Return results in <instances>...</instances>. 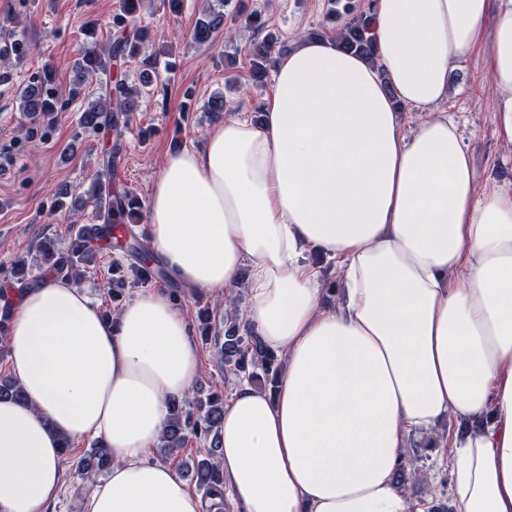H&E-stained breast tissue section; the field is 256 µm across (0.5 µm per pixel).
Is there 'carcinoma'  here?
Wrapping results in <instances>:
<instances>
[{
	"label": "carcinoma",
	"mask_w": 512,
	"mask_h": 512,
	"mask_svg": "<svg viewBox=\"0 0 512 512\" xmlns=\"http://www.w3.org/2000/svg\"><path fill=\"white\" fill-rule=\"evenodd\" d=\"M143 0H122L121 12L114 16L113 26L121 31V35L111 44L99 47L95 44L86 45L80 51L81 58L77 64L81 67V76L96 77L109 75L114 62L120 58L136 57L140 53V45L146 39L145 31L137 26V14ZM333 4L341 6L333 10L332 14L344 16L339 36V44L343 49L374 57V41L371 34L370 10L355 11L350 2L333 0ZM224 30V13L209 9L196 22L191 34L192 40L199 45L214 43L220 31ZM289 42L277 41L271 37L253 45L252 64L249 77L255 83L264 81L269 67L276 64V55L288 50ZM159 67L158 56L151 54L141 59L140 80L145 92L151 91L154 78L157 77ZM57 102L44 84L30 87L25 95V108L29 112L39 113L43 116L56 111ZM134 110L132 91L122 77H115L114 84L105 88V94L100 96L83 110V124L93 130L101 128L110 129L116 133L112 148L104 161L106 171L102 178L96 180V193L92 199L98 200L102 191L109 193L110 203L104 205L97 218L100 223L95 229L110 234L114 224H137L141 203L139 199L127 188H119L113 184L114 162L120 153L121 136L128 127L131 113ZM87 226L83 225L76 231L71 240L66 255L55 256L52 246L46 245L44 250L45 271L56 273L73 280L82 275L81 263L85 259L83 235ZM123 248L130 253L137 262L130 264L134 275V282L145 283L151 279H166L169 274L160 264L148 261L149 249L146 239L135 234L122 243ZM220 360L224 363V371L245 379L253 385L265 383L275 384L281 370L282 362L278 356L268 351L257 336L241 320L237 306L232 305L224 313V341L218 348ZM224 416V398L215 395L206 403H197L191 409L186 402L172 403L167 428L161 436V441L167 454L174 456L183 443L193 437L197 440L210 441L208 448L204 449L205 456L196 464V484L202 491L203 497L211 501L210 508L216 512H225L224 473L218 462V429ZM425 447L420 443H413L407 449L399 465L397 476L405 475L407 468H412V475L421 476L424 469L418 463L426 457L423 453ZM110 464L107 448L102 442L90 448L78 458L75 469L79 475L98 476L107 470Z\"/></svg>",
	"instance_id": "carcinoma-1"
}]
</instances>
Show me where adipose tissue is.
I'll list each match as a JSON object with an SVG mask.
<instances>
[{
  "mask_svg": "<svg viewBox=\"0 0 512 512\" xmlns=\"http://www.w3.org/2000/svg\"><path fill=\"white\" fill-rule=\"evenodd\" d=\"M375 59L295 39L260 121L228 116L174 146L144 234L183 288L246 290L244 319L285 364L239 382L220 429L224 492L240 512H428L395 470L414 436L448 456L455 512H512V191L482 181L441 112L449 74L480 51L512 147V0H374ZM424 112L406 129L403 108ZM338 290L321 300L313 256ZM0 400V512H47L61 438L112 456L84 512H204L152 451L189 394L200 348L161 288L104 315L55 276L10 305ZM8 313L9 306L6 305L1 310L0 315V352H5L0 355V398L2 397H11V398H21L22 390L15 382L11 379H5L7 377L11 378L8 371V358L6 353L8 351L7 348V323H8ZM5 379V380H3Z\"/></svg>",
  "mask_w": 512,
  "mask_h": 512,
  "instance_id": "obj_1",
  "label": "adipose tissue"
}]
</instances>
